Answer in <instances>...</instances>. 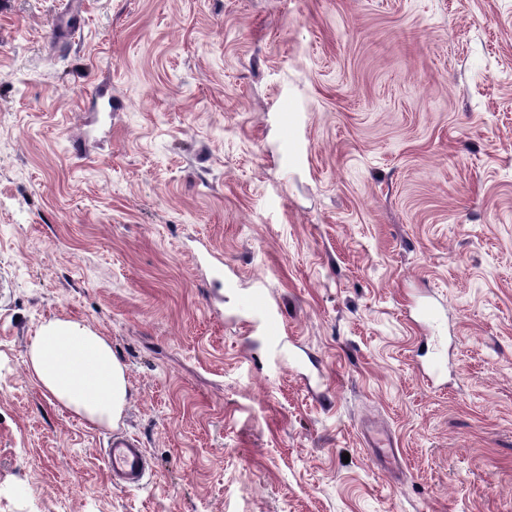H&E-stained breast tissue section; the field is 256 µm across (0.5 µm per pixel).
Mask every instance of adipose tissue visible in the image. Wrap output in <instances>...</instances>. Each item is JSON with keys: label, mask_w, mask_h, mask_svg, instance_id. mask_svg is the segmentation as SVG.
Segmentation results:
<instances>
[{"label": "adipose tissue", "mask_w": 512, "mask_h": 512, "mask_svg": "<svg viewBox=\"0 0 512 512\" xmlns=\"http://www.w3.org/2000/svg\"><path fill=\"white\" fill-rule=\"evenodd\" d=\"M25 365L43 393L87 427H112L121 419L128 397L125 367L108 337L86 322L58 318L44 323Z\"/></svg>", "instance_id": "ef3b65f1"}]
</instances>
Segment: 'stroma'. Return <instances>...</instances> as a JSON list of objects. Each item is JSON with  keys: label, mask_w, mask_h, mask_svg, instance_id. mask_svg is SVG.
<instances>
[{"label": "stroma", "mask_w": 512, "mask_h": 512, "mask_svg": "<svg viewBox=\"0 0 512 512\" xmlns=\"http://www.w3.org/2000/svg\"><path fill=\"white\" fill-rule=\"evenodd\" d=\"M82 2L0 0V512H512V0ZM259 283L319 377L268 361ZM66 317L116 428L26 371ZM25 365L43 393L87 427H112L121 419L128 397L125 367L108 337L86 322L58 318L44 323ZM105 463L114 488L138 489L150 472V462L141 442L127 434L113 435L105 451Z\"/></svg>", "instance_id": "35a3bbf8"}]
</instances>
